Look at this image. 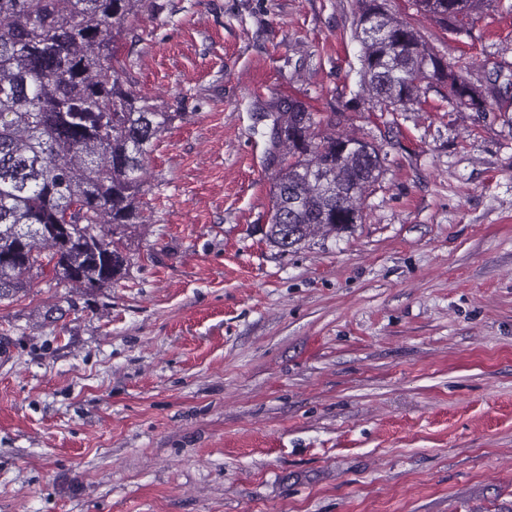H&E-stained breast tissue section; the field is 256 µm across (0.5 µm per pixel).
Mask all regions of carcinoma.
Returning a JSON list of instances; mask_svg holds the SVG:
<instances>
[{
  "label": "carcinoma",
  "mask_w": 512,
  "mask_h": 512,
  "mask_svg": "<svg viewBox=\"0 0 512 512\" xmlns=\"http://www.w3.org/2000/svg\"><path fill=\"white\" fill-rule=\"evenodd\" d=\"M485 0H412L446 30L468 32ZM146 0H0V301L45 266L63 283L105 288L126 275L121 237L141 219L145 161L178 117L124 86L114 65L122 24ZM360 83L401 110L448 83V102L486 110L497 80L476 85L442 64L386 0H356ZM272 207L269 247L285 254L310 236L361 220L384 158L370 142L334 131L291 93L266 113ZM356 141L342 153L340 142ZM47 255H42V252Z\"/></svg>",
  "instance_id": "1"
}]
</instances>
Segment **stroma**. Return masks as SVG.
Listing matches in <instances>:
<instances>
[{
	"mask_svg": "<svg viewBox=\"0 0 512 512\" xmlns=\"http://www.w3.org/2000/svg\"><path fill=\"white\" fill-rule=\"evenodd\" d=\"M468 79L512 76V0L470 36L387 0ZM355 0H147L122 79L177 118L131 266L0 302V512H512V91L360 98ZM373 142L361 223L278 255L265 114Z\"/></svg>",
	"mask_w": 512,
	"mask_h": 512,
	"instance_id": "obj_1",
	"label": "stroma"
}]
</instances>
